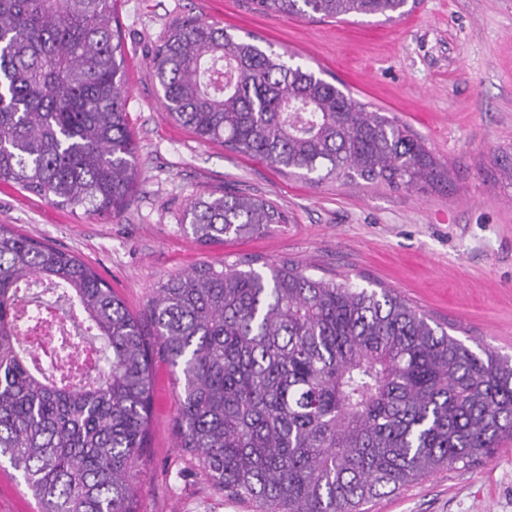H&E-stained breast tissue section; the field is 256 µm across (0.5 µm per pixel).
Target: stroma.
<instances>
[{"instance_id": "obj_1", "label": "stroma", "mask_w": 512, "mask_h": 512, "mask_svg": "<svg viewBox=\"0 0 512 512\" xmlns=\"http://www.w3.org/2000/svg\"><path fill=\"white\" fill-rule=\"evenodd\" d=\"M198 16L396 116L447 168L423 188L310 182L200 142L162 116L156 45L171 24ZM127 120L137 146L131 201L111 216L57 207L0 183V224L68 250L95 269L135 316L154 288L201 263L290 260L309 274L393 288L465 345L512 357V0H417L393 21L271 17L249 0H119ZM232 187L275 203L287 223L246 239L200 244L187 203ZM180 371L152 367L141 512H249L216 493L176 446ZM367 512H512V442L484 465L443 469L378 497ZM0 512H36L20 473L0 463Z\"/></svg>"}]
</instances>
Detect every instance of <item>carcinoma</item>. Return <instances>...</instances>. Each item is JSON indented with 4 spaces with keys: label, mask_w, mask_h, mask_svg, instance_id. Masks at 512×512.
Returning a JSON list of instances; mask_svg holds the SVG:
<instances>
[{
    "label": "carcinoma",
    "mask_w": 512,
    "mask_h": 512,
    "mask_svg": "<svg viewBox=\"0 0 512 512\" xmlns=\"http://www.w3.org/2000/svg\"><path fill=\"white\" fill-rule=\"evenodd\" d=\"M409 0H253L268 16L341 21L406 13ZM117 0H0V182L110 214L131 196ZM165 116L200 140L291 175L415 187L441 177L406 125L301 63L199 18L153 57ZM183 221L204 244L286 223L233 189ZM202 263L155 289L147 321L75 255L0 224V459L38 512H140L139 458L153 341L181 371L177 447L254 512H361L440 469H470L512 440V358L475 351L395 291L317 278L288 262ZM83 315L93 377L23 347L43 295Z\"/></svg>",
    "instance_id": "cac0c4a2"
}]
</instances>
